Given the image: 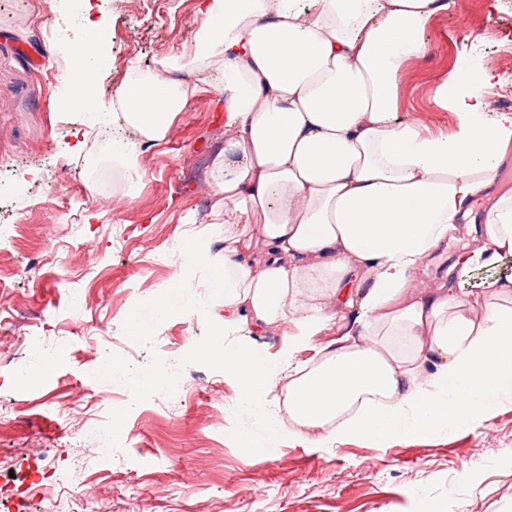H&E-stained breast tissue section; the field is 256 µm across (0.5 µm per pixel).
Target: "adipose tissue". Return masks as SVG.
Masks as SVG:
<instances>
[{
    "instance_id": "1",
    "label": "adipose tissue",
    "mask_w": 512,
    "mask_h": 512,
    "mask_svg": "<svg viewBox=\"0 0 512 512\" xmlns=\"http://www.w3.org/2000/svg\"><path fill=\"white\" fill-rule=\"evenodd\" d=\"M455 0H201L191 58H223L224 153L216 160V223L183 240L188 266L224 297V371L238 404L271 438L284 428L268 400L288 372V417L311 444L362 438L384 448L468 426L512 398V276L465 290L474 269L512 255V112L495 111L500 79L479 35L435 101L456 117L425 135L403 115L401 74L424 60V37ZM176 65L133 72L112 100V159L139 170L196 88ZM489 199L484 211L478 200ZM478 235L447 271L428 259L454 235ZM262 249L252 259L253 246ZM287 323L278 357L246 344ZM312 364L294 353L330 329Z\"/></svg>"
}]
</instances>
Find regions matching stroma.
Wrapping results in <instances>:
<instances>
[{
	"mask_svg": "<svg viewBox=\"0 0 512 512\" xmlns=\"http://www.w3.org/2000/svg\"><path fill=\"white\" fill-rule=\"evenodd\" d=\"M154 0H0V512H52L68 495L63 478L83 470L100 486L94 503L72 512H512V401L448 436L419 437L376 448L361 439L314 446L297 435L270 447L264 426L237 405L238 380L220 362L224 331L193 313L196 269L185 280L182 311L153 317L149 299L165 289L181 263L157 264L173 243L209 231L213 159L224 147V64L206 73L184 70L198 91L165 140L144 145L135 193L121 213L107 207L123 194L125 177L98 143L111 130L106 109L132 69L189 59L201 26L198 0H169L165 26L154 23ZM469 32L453 15L435 17L426 59L405 66V118L420 131L448 134L453 113L432 101L438 84L481 35V55L512 46V0H469ZM111 33L98 51L112 66L98 72V108L74 109L59 45L45 31L83 41L90 19ZM66 182L49 184L56 167ZM68 206L50 209L51 195ZM56 241L39 244L41 226ZM90 247L94 263L77 269L67 256ZM147 324L132 336L127 317ZM62 348L45 376L19 384L11 356L36 358L38 340ZM129 372L177 373L180 393L154 403L148 390L113 386L102 396L98 374L111 362ZM81 388L80 401L71 391ZM120 416L125 431L115 456L102 463L95 444L77 430L82 418ZM248 432L249 442L238 439ZM45 486L41 505L23 491Z\"/></svg>",
	"mask_w": 512,
	"mask_h": 512,
	"instance_id": "stroma-1",
	"label": "stroma"
}]
</instances>
